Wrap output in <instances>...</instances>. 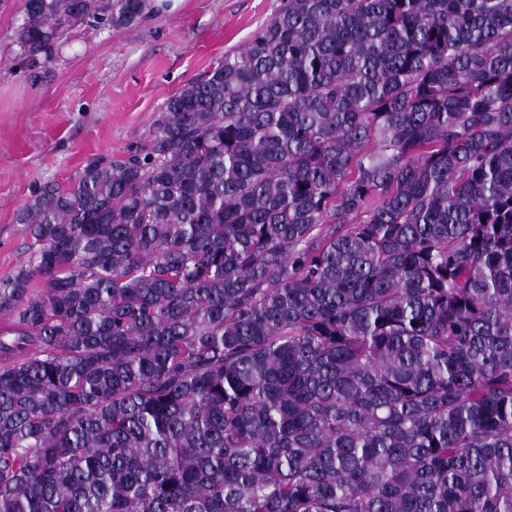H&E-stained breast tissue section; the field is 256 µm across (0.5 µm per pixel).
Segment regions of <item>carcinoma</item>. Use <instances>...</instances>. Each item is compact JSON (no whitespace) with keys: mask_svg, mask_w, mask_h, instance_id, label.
Masks as SVG:
<instances>
[{"mask_svg":"<svg viewBox=\"0 0 512 512\" xmlns=\"http://www.w3.org/2000/svg\"><path fill=\"white\" fill-rule=\"evenodd\" d=\"M16 222L0 512H512V0H281Z\"/></svg>","mask_w":512,"mask_h":512,"instance_id":"carcinoma-1","label":"carcinoma"}]
</instances>
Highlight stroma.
Returning a JSON list of instances; mask_svg holds the SVG:
<instances>
[{
  "label": "stroma",
  "instance_id": "stroma-1",
  "mask_svg": "<svg viewBox=\"0 0 512 512\" xmlns=\"http://www.w3.org/2000/svg\"><path fill=\"white\" fill-rule=\"evenodd\" d=\"M280 2L181 0L131 30L75 29L34 63L17 43L25 0H0V279L32 252L15 215L36 184L140 144L167 98L238 51Z\"/></svg>",
  "mask_w": 512,
  "mask_h": 512
}]
</instances>
